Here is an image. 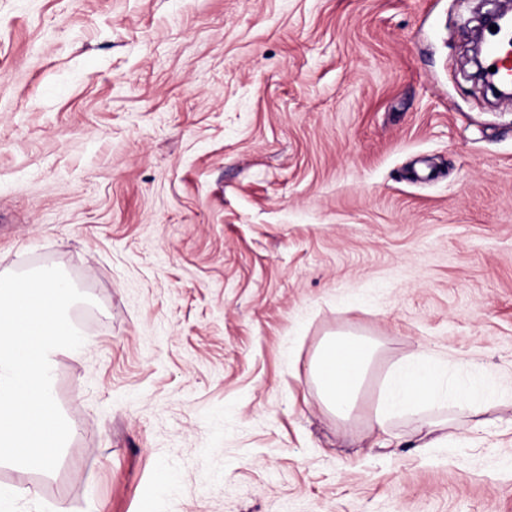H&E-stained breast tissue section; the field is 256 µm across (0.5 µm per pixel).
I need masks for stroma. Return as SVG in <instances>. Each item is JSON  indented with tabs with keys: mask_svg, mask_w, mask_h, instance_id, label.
Returning <instances> with one entry per match:
<instances>
[{
	"mask_svg": "<svg viewBox=\"0 0 512 512\" xmlns=\"http://www.w3.org/2000/svg\"><path fill=\"white\" fill-rule=\"evenodd\" d=\"M479 0H0V272L61 268L74 432L13 512H512V101ZM379 340L352 421L308 364ZM503 404L413 448L398 360Z\"/></svg>",
	"mask_w": 512,
	"mask_h": 512,
	"instance_id": "1",
	"label": "stroma"
}]
</instances>
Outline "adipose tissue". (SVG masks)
I'll list each match as a JSON object with an SVG mask.
<instances>
[{
	"mask_svg": "<svg viewBox=\"0 0 512 512\" xmlns=\"http://www.w3.org/2000/svg\"><path fill=\"white\" fill-rule=\"evenodd\" d=\"M379 352L378 341L350 331L328 335L319 344L310 361L309 378L325 410L337 421L352 418ZM498 399L497 390L471 370L456 383H449L446 366L422 352L398 366L379 400L370 428L389 433L395 418L409 414L415 416L419 429L427 432V445L432 448L445 440L448 427L447 420L432 415V407L449 402L459 412L472 413Z\"/></svg>",
	"mask_w": 512,
	"mask_h": 512,
	"instance_id": "1",
	"label": "adipose tissue"
}]
</instances>
